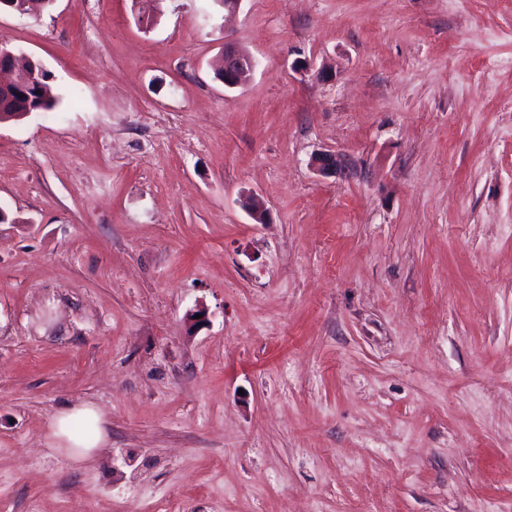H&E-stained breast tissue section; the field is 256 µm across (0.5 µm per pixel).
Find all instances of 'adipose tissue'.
<instances>
[{
  "label": "adipose tissue",
  "instance_id": "ef3b65f1",
  "mask_svg": "<svg viewBox=\"0 0 512 512\" xmlns=\"http://www.w3.org/2000/svg\"><path fill=\"white\" fill-rule=\"evenodd\" d=\"M89 424L88 432L73 430V421ZM104 415L94 405L75 404L59 410L50 423V438L55 449L63 451L70 459L80 462L91 456L105 441Z\"/></svg>",
  "mask_w": 512,
  "mask_h": 512
}]
</instances>
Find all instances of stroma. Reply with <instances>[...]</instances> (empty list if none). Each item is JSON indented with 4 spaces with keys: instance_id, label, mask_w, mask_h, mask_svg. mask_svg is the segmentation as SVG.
Masks as SVG:
<instances>
[{
    "instance_id": "obj_1",
    "label": "stroma",
    "mask_w": 512,
    "mask_h": 512,
    "mask_svg": "<svg viewBox=\"0 0 512 512\" xmlns=\"http://www.w3.org/2000/svg\"><path fill=\"white\" fill-rule=\"evenodd\" d=\"M1 41L58 103L0 121V512H512V0H54ZM256 67V60L232 43L224 44V61L221 68V78L224 87L240 86ZM74 420L88 423L90 431L79 433L73 430ZM104 415L94 405L75 404L59 410L50 423V438L54 449L63 451L74 462L91 456L105 441Z\"/></svg>"
}]
</instances>
